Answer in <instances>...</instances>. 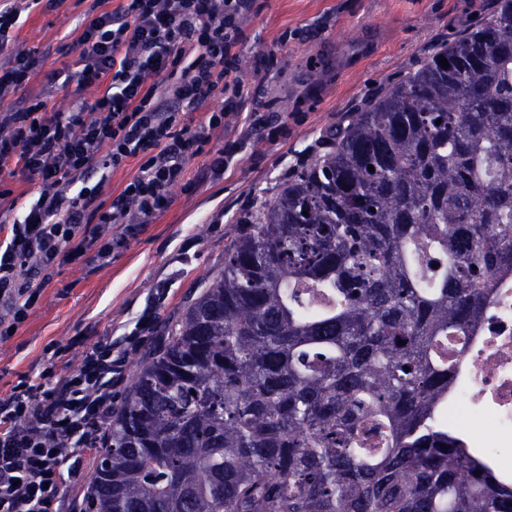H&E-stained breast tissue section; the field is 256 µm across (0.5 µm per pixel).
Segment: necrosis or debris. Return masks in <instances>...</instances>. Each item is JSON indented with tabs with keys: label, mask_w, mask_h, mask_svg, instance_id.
<instances>
[{
	"label": "necrosis or debris",
	"mask_w": 512,
	"mask_h": 512,
	"mask_svg": "<svg viewBox=\"0 0 512 512\" xmlns=\"http://www.w3.org/2000/svg\"><path fill=\"white\" fill-rule=\"evenodd\" d=\"M485 410L493 425L482 441L484 462L512 482V269L497 274L481 323L465 339L448 388L444 417L457 410Z\"/></svg>",
	"instance_id": "necrosis-or-debris-1"
}]
</instances>
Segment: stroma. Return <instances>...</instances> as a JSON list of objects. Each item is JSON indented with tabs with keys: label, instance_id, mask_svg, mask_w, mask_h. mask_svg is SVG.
I'll use <instances>...</instances> for the list:
<instances>
[{
	"label": "stroma",
	"instance_id": "35a3bbf8",
	"mask_svg": "<svg viewBox=\"0 0 512 512\" xmlns=\"http://www.w3.org/2000/svg\"><path fill=\"white\" fill-rule=\"evenodd\" d=\"M91 0L38 5L22 25L21 53L52 45L45 70L72 67ZM497 0H254L236 51L246 89L194 112L195 128L231 108L209 133L224 151L223 176L173 188L170 206L110 262L56 268L14 336L0 341V398L26 378L54 382L85 351L111 339L124 355L121 405L138 367L224 268V250L296 175L326 150L346 112L405 80L439 46L486 21Z\"/></svg>",
	"mask_w": 512,
	"mask_h": 512
}]
</instances>
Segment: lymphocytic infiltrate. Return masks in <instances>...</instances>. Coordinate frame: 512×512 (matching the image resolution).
Wrapping results in <instances>:
<instances>
[{
	"label": "lymphocytic infiltrate",
	"mask_w": 512,
	"mask_h": 512,
	"mask_svg": "<svg viewBox=\"0 0 512 512\" xmlns=\"http://www.w3.org/2000/svg\"><path fill=\"white\" fill-rule=\"evenodd\" d=\"M39 2L0 0V176L23 174L37 194L0 241V340L27 319L56 267L91 250L109 257L165 210L192 159L223 175L224 154L209 151L207 134L223 112L204 130L191 115L215 94L242 95L231 49L253 10V0H120L112 9L93 0L76 70L47 76L92 98L59 112L44 97L15 99L40 61L11 47ZM136 157L137 173L100 201L93 175ZM122 368L106 340L55 383L25 379L0 398V512H59L66 477L111 442Z\"/></svg>",
	"instance_id": "lymphocytic-infiltrate-1"
}]
</instances>
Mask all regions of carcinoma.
Here are the masks:
<instances>
[{
	"label": "carcinoma",
	"instance_id": "cac0c4a2",
	"mask_svg": "<svg viewBox=\"0 0 512 512\" xmlns=\"http://www.w3.org/2000/svg\"><path fill=\"white\" fill-rule=\"evenodd\" d=\"M506 266L512 0L349 112L224 251L136 373L95 512H512L438 419Z\"/></svg>",
	"mask_w": 512,
	"mask_h": 512
}]
</instances>
